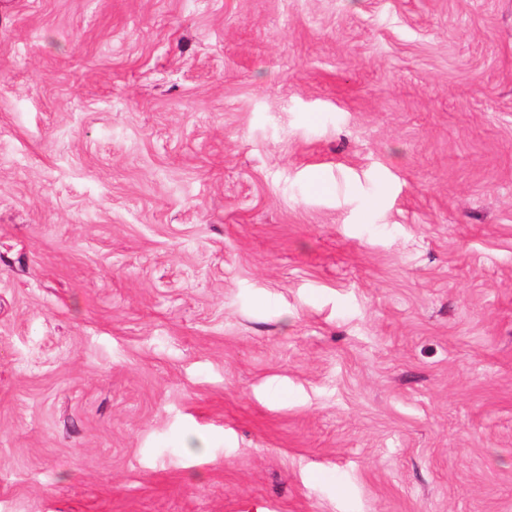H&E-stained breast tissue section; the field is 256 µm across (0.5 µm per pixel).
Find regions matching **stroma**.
Here are the masks:
<instances>
[{"label":"stroma","mask_w":512,"mask_h":512,"mask_svg":"<svg viewBox=\"0 0 512 512\" xmlns=\"http://www.w3.org/2000/svg\"><path fill=\"white\" fill-rule=\"evenodd\" d=\"M0 512H512V0H0Z\"/></svg>","instance_id":"stroma-1"}]
</instances>
